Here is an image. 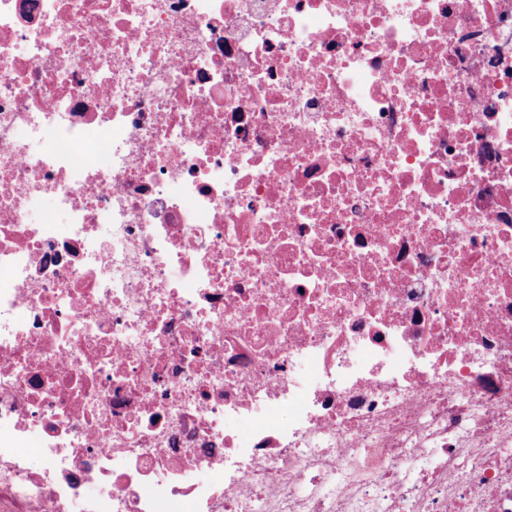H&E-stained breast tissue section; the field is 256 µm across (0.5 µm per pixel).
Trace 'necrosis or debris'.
<instances>
[{"mask_svg": "<svg viewBox=\"0 0 512 512\" xmlns=\"http://www.w3.org/2000/svg\"><path fill=\"white\" fill-rule=\"evenodd\" d=\"M0 512H512V0H0Z\"/></svg>", "mask_w": 512, "mask_h": 512, "instance_id": "necrosis-or-debris-1", "label": "necrosis or debris"}]
</instances>
